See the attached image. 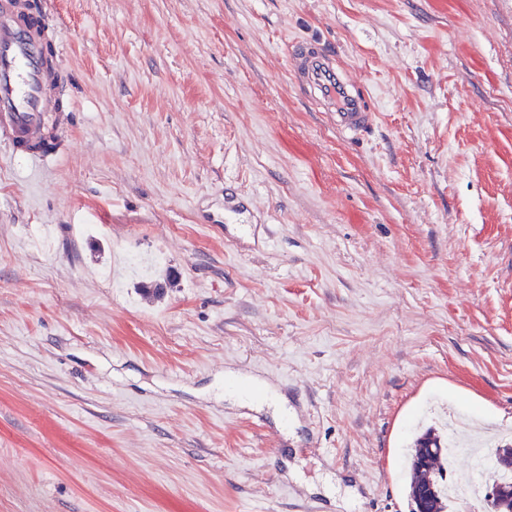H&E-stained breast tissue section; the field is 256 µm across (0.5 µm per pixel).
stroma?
I'll use <instances>...</instances> for the list:
<instances>
[{
  "label": "stroma",
  "mask_w": 512,
  "mask_h": 512,
  "mask_svg": "<svg viewBox=\"0 0 512 512\" xmlns=\"http://www.w3.org/2000/svg\"><path fill=\"white\" fill-rule=\"evenodd\" d=\"M49 10L60 144L0 148V512H409L426 429L512 441V0ZM289 57L299 88L316 97L322 112L333 115L341 132L359 134L370 126L356 82L323 44L297 42L291 46Z\"/></svg>",
  "instance_id": "stroma-1"
}]
</instances>
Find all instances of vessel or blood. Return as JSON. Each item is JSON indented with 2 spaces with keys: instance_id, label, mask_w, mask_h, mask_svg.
I'll return each mask as SVG.
<instances>
[{
  "instance_id": "b4317fda",
  "label": "vessel or blood",
  "mask_w": 512,
  "mask_h": 512,
  "mask_svg": "<svg viewBox=\"0 0 512 512\" xmlns=\"http://www.w3.org/2000/svg\"><path fill=\"white\" fill-rule=\"evenodd\" d=\"M49 43L55 53H62L48 15L28 12L21 0H0V141L36 162L43 161L44 154L30 146L48 133L46 88L67 82L62 68H44ZM289 57L299 88L316 97L341 132L358 134L369 127L370 115L355 82L324 45L295 43Z\"/></svg>"
}]
</instances>
